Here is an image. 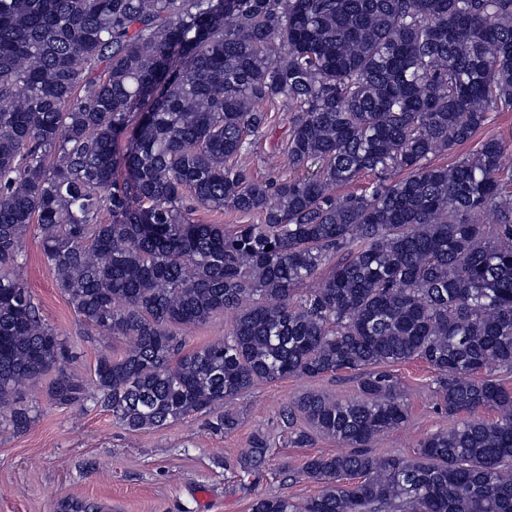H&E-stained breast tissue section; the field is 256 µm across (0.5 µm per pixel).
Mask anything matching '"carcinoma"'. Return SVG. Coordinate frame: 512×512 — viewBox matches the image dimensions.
Returning <instances> with one entry per match:
<instances>
[{"label":"carcinoma","instance_id":"1","mask_svg":"<svg viewBox=\"0 0 512 512\" xmlns=\"http://www.w3.org/2000/svg\"><path fill=\"white\" fill-rule=\"evenodd\" d=\"M275 99L288 166L315 170L255 181L227 161ZM499 109L512 0H0V426H30L18 398L53 369L55 403L86 399L18 271L33 225L83 325L127 340L98 358L94 401L129 431L359 374L357 396L311 390L282 413L343 447L302 469L322 492L250 512H512V390L494 377L512 372V152L492 136L429 163ZM226 207L260 223L193 218ZM224 311L228 334L185 350L181 330ZM413 359L463 418L374 456L408 417L387 367Z\"/></svg>","mask_w":512,"mask_h":512}]
</instances>
